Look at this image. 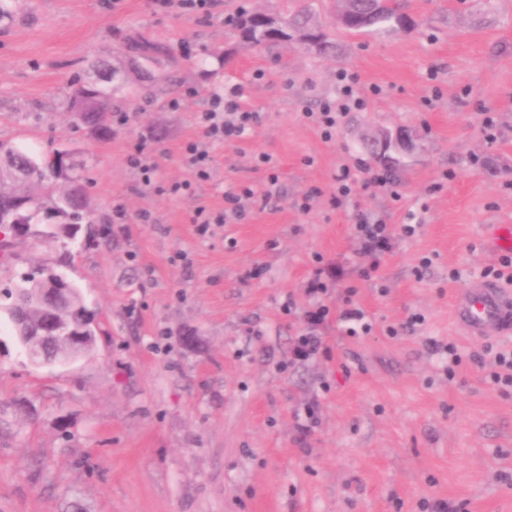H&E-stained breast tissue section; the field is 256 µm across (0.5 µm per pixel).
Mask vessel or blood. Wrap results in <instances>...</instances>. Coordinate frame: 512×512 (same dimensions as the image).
Instances as JSON below:
<instances>
[{"instance_id":"vessel-or-blood-1","label":"vessel or blood","mask_w":512,"mask_h":512,"mask_svg":"<svg viewBox=\"0 0 512 512\" xmlns=\"http://www.w3.org/2000/svg\"><path fill=\"white\" fill-rule=\"evenodd\" d=\"M455 320L472 336L512 335V290L492 281L477 282L455 299Z\"/></svg>"}]
</instances>
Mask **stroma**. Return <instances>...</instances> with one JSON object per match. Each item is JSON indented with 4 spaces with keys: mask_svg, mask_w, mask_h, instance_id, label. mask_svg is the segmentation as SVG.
Here are the masks:
<instances>
[{
    "mask_svg": "<svg viewBox=\"0 0 512 512\" xmlns=\"http://www.w3.org/2000/svg\"><path fill=\"white\" fill-rule=\"evenodd\" d=\"M309 6L333 55L261 49L226 24L243 7L287 16L295 0H222L210 20L151 0H0V142L73 152L101 231L85 247L18 238L0 259V289L58 264L96 313L92 351L52 366L30 364L0 314V512H512V387L492 380L512 337L467 336L451 314L499 264L490 226L512 225V0H408L412 26L375 35L341 28L333 0ZM136 41L163 47L146 64L159 85L131 67ZM96 59L117 72L113 111L130 116L106 139L71 112ZM341 70L367 105L327 141L303 112L338 98ZM237 85L261 120L210 145L211 179L183 196L143 188L128 155L143 149L163 184L191 179L180 152L197 114ZM383 131L403 138L388 151L395 192L359 182L332 207L341 165L381 169ZM262 154L279 170L273 193ZM244 186L249 219L199 234L196 206L222 210ZM312 187L321 197L304 202ZM359 212L398 237L373 280L352 272ZM411 212L421 226L400 237ZM321 264L345 277L320 300L321 350L298 361ZM252 267L261 276L243 280ZM347 299L369 333L338 320Z\"/></svg>",
    "mask_w": 512,
    "mask_h": 512,
    "instance_id": "obj_1",
    "label": "stroma"
}]
</instances>
